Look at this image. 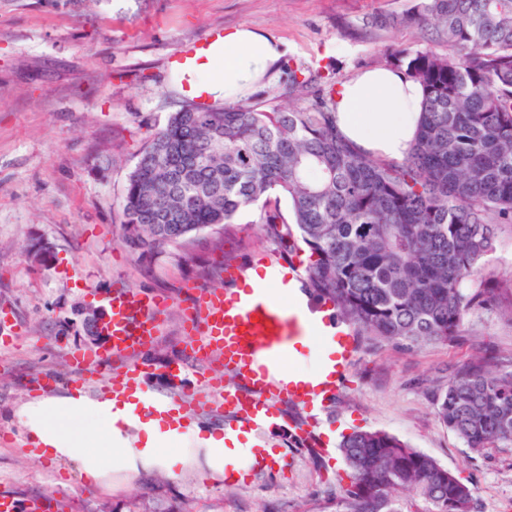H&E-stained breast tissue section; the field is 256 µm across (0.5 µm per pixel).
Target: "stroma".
Instances as JSON below:
<instances>
[{
    "mask_svg": "<svg viewBox=\"0 0 512 512\" xmlns=\"http://www.w3.org/2000/svg\"><path fill=\"white\" fill-rule=\"evenodd\" d=\"M414 0H0V491L19 512H335L343 460L296 452L286 474L226 485L197 440L219 431L217 412L195 405L201 379L218 362L173 379L182 354L188 285L223 288L227 260L276 251L261 207L233 223L192 234L143 265L119 242L122 197L136 156L187 102L169 70L182 46L217 28L246 25L283 43L275 72L244 103L264 109L288 96L290 69L303 68L309 96L355 73L386 66L398 48L448 51L432 28H370L375 14H399ZM54 246L45 263L27 248ZM164 293L172 303L154 343L137 356L149 397H179L185 430L164 448L177 477L155 466L82 480L75 463L29 456L15 417L35 381L58 380L68 395L71 350H92L77 311L113 286ZM512 354V320L488 305L469 311L451 344L408 350L359 340L347 385L325 430L382 431L426 453L475 492V512H512V447L470 450L438 419L435 395L452 367L476 356Z\"/></svg>",
    "mask_w": 512,
    "mask_h": 512,
    "instance_id": "1",
    "label": "stroma"
}]
</instances>
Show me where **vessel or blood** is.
I'll return each mask as SVG.
<instances>
[{"mask_svg":"<svg viewBox=\"0 0 512 512\" xmlns=\"http://www.w3.org/2000/svg\"><path fill=\"white\" fill-rule=\"evenodd\" d=\"M218 38L213 32L199 43L182 47L173 67L191 69L199 54ZM224 278L232 284V291L193 290L186 306L185 350L189 360L174 365V377L188 375L191 363L218 360L223 375L204 379L196 401L224 414L228 433L259 435L274 423H285L294 427L300 446L330 456L332 448L321 426L344 384L354 351L352 335L337 331L331 366L311 377L281 379L279 370L289 369L302 348L317 340L318 330L302 317L299 307L275 299L271 289L304 284V270L278 257L251 254L241 262L226 264ZM106 303L107 343L92 352H73L68 357L70 364L93 367L106 393L115 399L149 407L155 414L166 406L174 412L181 410L179 399L147 398L144 375L136 360L137 353L158 335L169 297L133 296L116 286ZM288 459V451L279 445L267 442L254 446L248 449L244 462L225 466L224 482L246 484L255 473L286 470Z\"/></svg>","mask_w":512,"mask_h":512,"instance_id":"obj_1","label":"vessel or blood"}]
</instances>
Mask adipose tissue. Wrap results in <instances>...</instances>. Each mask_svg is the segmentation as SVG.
Wrapping results in <instances>:
<instances>
[{"instance_id": "ef3b65f1", "label": "adipose tissue", "mask_w": 512, "mask_h": 512, "mask_svg": "<svg viewBox=\"0 0 512 512\" xmlns=\"http://www.w3.org/2000/svg\"><path fill=\"white\" fill-rule=\"evenodd\" d=\"M284 53L275 38L234 27L194 65L192 79L211 98L233 104L273 72ZM335 102L336 126L356 146L386 160L400 161L409 154L422 115L423 90L402 71L382 67L358 72L339 86ZM131 409V404L109 397L97 402L50 396L23 404L15 417L40 457L76 461L84 477L100 483L112 472L109 458L119 457L129 471L160 465L164 444L180 435L178 422L142 419ZM88 419L91 429H74V422Z\"/></svg>"}]
</instances>
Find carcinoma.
<instances>
[{"instance_id": "obj_1", "label": "carcinoma", "mask_w": 512, "mask_h": 512, "mask_svg": "<svg viewBox=\"0 0 512 512\" xmlns=\"http://www.w3.org/2000/svg\"><path fill=\"white\" fill-rule=\"evenodd\" d=\"M367 25L430 26L451 50L391 55L425 90L404 160L343 138L334 100L319 95L307 106L184 107L137 155L120 243L152 260L276 194L289 216L264 210L266 235L290 258L305 254L308 287L356 335L408 350L450 344L473 307L512 320V279L486 267L512 224V0H418ZM435 411L474 452L511 448L512 358L457 365ZM339 448L348 483L336 512H474L463 479L394 436L355 430Z\"/></svg>"}]
</instances>
